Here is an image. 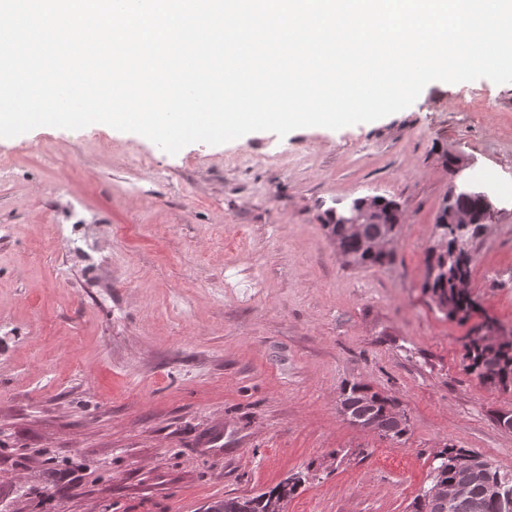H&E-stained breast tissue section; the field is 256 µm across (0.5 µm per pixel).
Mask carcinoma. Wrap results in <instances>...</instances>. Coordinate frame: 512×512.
I'll return each mask as SVG.
<instances>
[{"label":"carcinoma","instance_id":"cac0c4a2","mask_svg":"<svg viewBox=\"0 0 512 512\" xmlns=\"http://www.w3.org/2000/svg\"><path fill=\"white\" fill-rule=\"evenodd\" d=\"M488 193L474 187H461L448 192V213L467 211L477 221L467 233L460 232L453 221L436 217L434 241L426 250V276L423 291L428 293L436 307L449 318L462 322L468 320L478 308L469 290L463 287L471 276L472 247L480 236L482 224L490 216ZM377 207L384 218L382 224H362L356 234L349 233L341 224L333 208L325 210V227L348 264L359 268L381 267L391 263L394 252L382 253L372 249L373 242L386 235L396 237L399 224L397 213L390 211L394 201L376 197ZM497 324L492 318L472 330L465 344V370L480 381L512 390V336H502L493 343L487 342L486 333ZM351 414L366 415L374 420V431L392 441L401 442L408 434L407 421L393 411L394 399L373 392L360 383L342 388ZM470 451L447 445L436 455V464L430 473L431 483L452 484L463 481L466 493L447 505H435L431 512H474L473 503L482 505V512H512L496 498V488L506 485L512 489V473L488 466L485 470L468 471L464 459ZM297 485L281 493L275 487L246 499L228 497L223 501L224 512H275L281 495L294 496Z\"/></svg>","mask_w":512,"mask_h":512}]
</instances>
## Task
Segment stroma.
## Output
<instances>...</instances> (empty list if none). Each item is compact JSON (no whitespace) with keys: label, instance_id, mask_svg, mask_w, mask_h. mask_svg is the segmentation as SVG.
<instances>
[{"label":"stroma","instance_id":"1","mask_svg":"<svg viewBox=\"0 0 512 512\" xmlns=\"http://www.w3.org/2000/svg\"><path fill=\"white\" fill-rule=\"evenodd\" d=\"M0 161V512H204L297 472L288 512H410L447 445L512 472V392L465 371L470 324L421 288L450 186L483 176L469 287L512 330V83L174 155L43 126L0 138ZM374 195L402 211L395 258L353 267L323 211ZM353 382L396 400L404 441L340 416Z\"/></svg>","mask_w":512,"mask_h":512}]
</instances>
